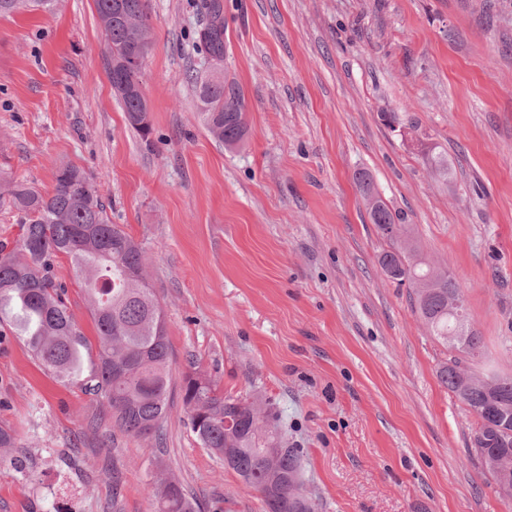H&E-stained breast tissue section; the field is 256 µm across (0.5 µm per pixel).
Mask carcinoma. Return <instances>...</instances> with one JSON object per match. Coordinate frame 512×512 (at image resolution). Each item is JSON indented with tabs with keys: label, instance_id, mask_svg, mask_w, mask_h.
Listing matches in <instances>:
<instances>
[{
	"label": "carcinoma",
	"instance_id": "1",
	"mask_svg": "<svg viewBox=\"0 0 512 512\" xmlns=\"http://www.w3.org/2000/svg\"><path fill=\"white\" fill-rule=\"evenodd\" d=\"M107 39L105 55L110 82L125 85L119 99L126 120L142 138L145 97L133 91L143 85V67L150 47L148 0H95ZM57 0H0V16L22 8L53 14ZM207 23L198 32L197 47L208 57L224 58V18L221 0H206ZM208 131L227 147L246 135L244 99L233 81L206 78L197 85ZM371 223L392 249L380 255L388 270L398 261L407 268L390 279L414 288L415 312L441 344L462 331L454 347L458 355L441 365L437 377L474 415L478 427L471 451L482 461L495 484L501 482L500 460L512 456V432L493 427L495 417L512 416V377L493 370L476 371L470 361L482 355L484 339L468 317L448 312V296L462 295L448 270L429 261L420 249L414 228L386 203L371 205L376 193L370 173L354 175ZM86 172L64 164L55 174L52 192L4 181L5 192L22 228L13 247L0 243V325L21 339L36 360L53 376L79 382L102 399L112 422L135 436L161 431L169 408V343L166 314L153 288L128 283L125 272H145L142 247L118 224L110 222L98 188L78 195L73 186L87 182ZM70 261L81 278L95 324L90 341L75 322L66 302L67 287L57 279L60 259ZM96 352L90 373L85 356ZM185 425L202 447L218 459L229 449L232 470L242 484L270 494L273 512H312L302 481L300 451L288 447L272 424L265 403L226 395L198 371L182 379ZM158 512H196L183 485L173 477L153 483Z\"/></svg>",
	"mask_w": 512,
	"mask_h": 512
}]
</instances>
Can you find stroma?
<instances>
[{
	"instance_id": "stroma-1",
	"label": "stroma",
	"mask_w": 512,
	"mask_h": 512,
	"mask_svg": "<svg viewBox=\"0 0 512 512\" xmlns=\"http://www.w3.org/2000/svg\"><path fill=\"white\" fill-rule=\"evenodd\" d=\"M247 135L207 130L192 77L203 0H148L149 141L125 119L95 0L0 17V180L83 168L144 249L173 376L134 437L20 339L0 340V512H156L158 474L204 512H264L185 425L190 366L260 397L300 450L314 512H512L470 452L451 356L385 277L354 180L454 275L483 364L512 375V0H223ZM23 452L24 469L10 460Z\"/></svg>"
}]
</instances>
